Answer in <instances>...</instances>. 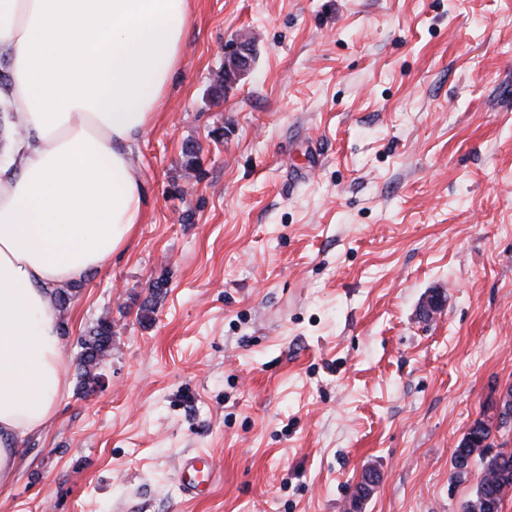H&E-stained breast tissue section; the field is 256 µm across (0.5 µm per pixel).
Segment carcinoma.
Here are the masks:
<instances>
[{
  "instance_id": "1",
  "label": "carcinoma",
  "mask_w": 512,
  "mask_h": 512,
  "mask_svg": "<svg viewBox=\"0 0 512 512\" xmlns=\"http://www.w3.org/2000/svg\"><path fill=\"white\" fill-rule=\"evenodd\" d=\"M112 321L100 320L89 333L88 338L81 340L80 373L82 387H87L98 375V368L112 350ZM479 460L482 477L475 497L463 505V512H483L482 501L493 497L497 501L496 512H501L506 493L512 490V450L500 449L493 451V444L473 448L466 440H461L455 448L453 456L454 472L451 479L462 481L468 474L466 468L472 459Z\"/></svg>"
}]
</instances>
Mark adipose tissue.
<instances>
[{"mask_svg":"<svg viewBox=\"0 0 512 512\" xmlns=\"http://www.w3.org/2000/svg\"><path fill=\"white\" fill-rule=\"evenodd\" d=\"M189 0H0L14 137L0 166V487L66 386L59 289L143 220L131 145L155 122Z\"/></svg>","mask_w":512,"mask_h":512,"instance_id":"adipose-tissue-1","label":"adipose tissue"}]
</instances>
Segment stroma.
<instances>
[{
  "mask_svg": "<svg viewBox=\"0 0 512 512\" xmlns=\"http://www.w3.org/2000/svg\"><path fill=\"white\" fill-rule=\"evenodd\" d=\"M132 153L143 222L70 290L69 388L0 512H461L453 452L512 386V0H192ZM110 336H112V322L102 319L91 329L88 338L81 340L82 352L79 364L82 366L80 373L82 388H87L95 380L101 362L112 350ZM203 459L199 455L181 458L179 463V483L184 494L200 497L205 495V492L211 488L213 470L208 463H204V466L200 468ZM204 468H206V472L202 476Z\"/></svg>",
  "mask_w": 512,
  "mask_h": 512,
  "instance_id": "1",
  "label": "stroma"
}]
</instances>
